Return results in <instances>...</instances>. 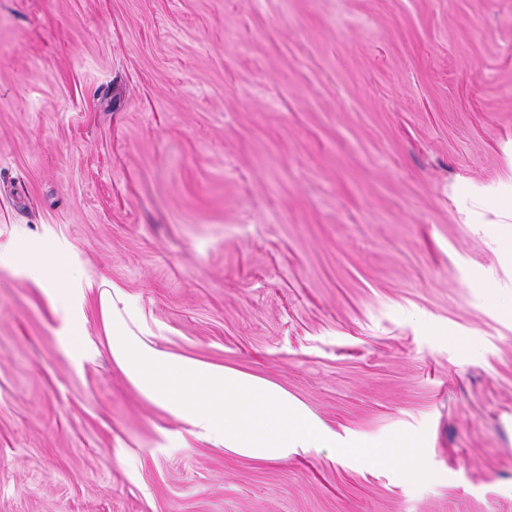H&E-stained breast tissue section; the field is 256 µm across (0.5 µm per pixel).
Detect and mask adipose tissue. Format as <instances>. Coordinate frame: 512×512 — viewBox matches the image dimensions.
Here are the masks:
<instances>
[{
	"label": "adipose tissue",
	"mask_w": 512,
	"mask_h": 512,
	"mask_svg": "<svg viewBox=\"0 0 512 512\" xmlns=\"http://www.w3.org/2000/svg\"><path fill=\"white\" fill-rule=\"evenodd\" d=\"M12 264L45 293L61 320L67 354L83 360L89 345L80 330L81 274L51 246L14 247ZM98 306L113 360L147 399L180 420L189 435L239 457L282 461L311 450L355 456L371 464H400L408 475L431 478L413 437L389 441L337 436L320 417L287 391L235 368L172 355L129 325L133 311L119 292L103 289Z\"/></svg>",
	"instance_id": "obj_1"
}]
</instances>
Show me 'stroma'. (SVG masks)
Listing matches in <instances>:
<instances>
[{
  "label": "stroma",
  "mask_w": 512,
  "mask_h": 512,
  "mask_svg": "<svg viewBox=\"0 0 512 512\" xmlns=\"http://www.w3.org/2000/svg\"><path fill=\"white\" fill-rule=\"evenodd\" d=\"M509 202L512 0H0V246L66 250L96 348L0 257V512H512ZM105 283L439 480L168 445Z\"/></svg>",
  "instance_id": "obj_1"
}]
</instances>
